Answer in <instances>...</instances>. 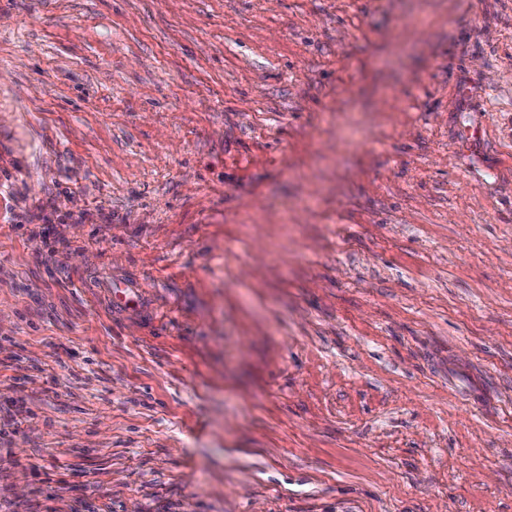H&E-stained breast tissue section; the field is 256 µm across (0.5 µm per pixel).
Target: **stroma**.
Listing matches in <instances>:
<instances>
[{
	"label": "stroma",
	"mask_w": 512,
	"mask_h": 512,
	"mask_svg": "<svg viewBox=\"0 0 512 512\" xmlns=\"http://www.w3.org/2000/svg\"><path fill=\"white\" fill-rule=\"evenodd\" d=\"M0 512H512V0H0ZM112 307L119 309H132L139 305L140 299L134 287L118 281L112 283L111 288Z\"/></svg>",
	"instance_id": "1"
}]
</instances>
